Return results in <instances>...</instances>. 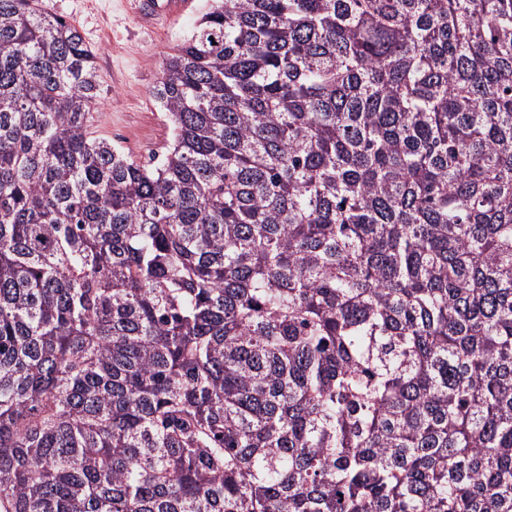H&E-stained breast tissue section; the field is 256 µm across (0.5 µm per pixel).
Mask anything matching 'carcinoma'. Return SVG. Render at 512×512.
<instances>
[{
  "label": "carcinoma",
  "mask_w": 512,
  "mask_h": 512,
  "mask_svg": "<svg viewBox=\"0 0 512 512\" xmlns=\"http://www.w3.org/2000/svg\"><path fill=\"white\" fill-rule=\"evenodd\" d=\"M0 0V512H512V0H211L147 163Z\"/></svg>",
  "instance_id": "cac0c4a2"
}]
</instances>
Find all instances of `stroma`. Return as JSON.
<instances>
[{
	"label": "stroma",
	"instance_id": "obj_1",
	"mask_svg": "<svg viewBox=\"0 0 512 512\" xmlns=\"http://www.w3.org/2000/svg\"><path fill=\"white\" fill-rule=\"evenodd\" d=\"M40 3L45 12L76 26L96 54L98 136L144 161L164 154L173 137L168 114L155 96L164 60L190 35L210 0H194L189 15L152 33L140 28L126 0Z\"/></svg>",
	"mask_w": 512,
	"mask_h": 512
}]
</instances>
